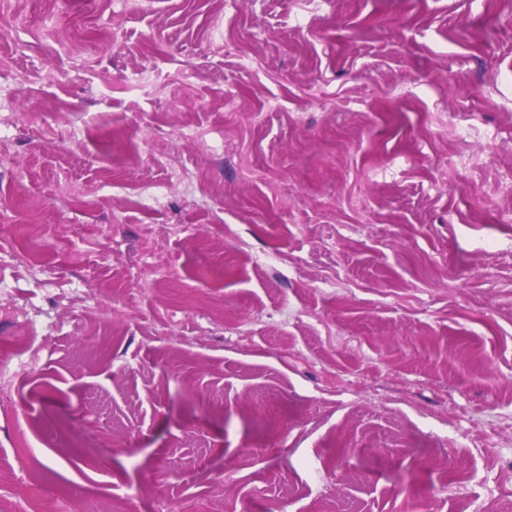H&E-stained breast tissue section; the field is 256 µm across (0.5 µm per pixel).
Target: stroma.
Returning <instances> with one entry per match:
<instances>
[{
  "instance_id": "stroma-1",
  "label": "stroma",
  "mask_w": 512,
  "mask_h": 512,
  "mask_svg": "<svg viewBox=\"0 0 512 512\" xmlns=\"http://www.w3.org/2000/svg\"><path fill=\"white\" fill-rule=\"evenodd\" d=\"M512 0H0V512H512Z\"/></svg>"
}]
</instances>
